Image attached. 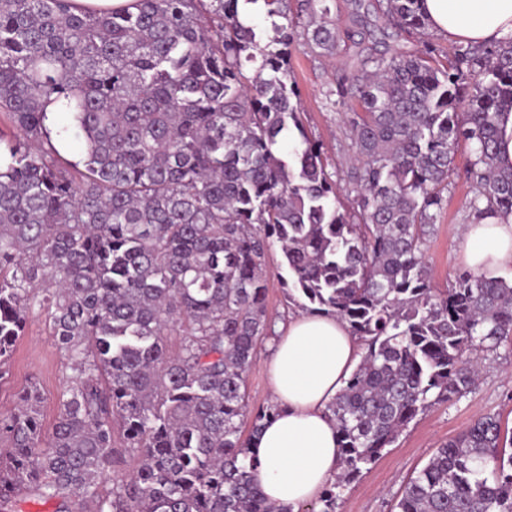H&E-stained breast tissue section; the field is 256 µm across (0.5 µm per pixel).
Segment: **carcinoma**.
<instances>
[{
  "label": "carcinoma",
  "instance_id": "obj_1",
  "mask_svg": "<svg viewBox=\"0 0 512 512\" xmlns=\"http://www.w3.org/2000/svg\"><path fill=\"white\" fill-rule=\"evenodd\" d=\"M242 1L266 7L268 42L240 21ZM351 2L371 45L326 96L347 108V208L288 63L297 38L320 57L354 40L336 0H0V381L35 312L72 371L50 440L37 385L0 415V512H20L24 489L60 512H292L267 501L247 448L279 412L246 400L272 336L276 247L288 298L365 346L328 405L343 461L319 512L419 414L471 393L478 353L512 340V279L465 270L439 289L423 256L462 142L470 213H512V164L498 160L512 35L459 43L443 65L422 41V0ZM71 133L77 160L58 147ZM508 444L500 417H478L396 509L512 512Z\"/></svg>",
  "mask_w": 512,
  "mask_h": 512
}]
</instances>
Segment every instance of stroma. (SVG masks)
I'll return each mask as SVG.
<instances>
[{
  "label": "stroma",
  "mask_w": 512,
  "mask_h": 512,
  "mask_svg": "<svg viewBox=\"0 0 512 512\" xmlns=\"http://www.w3.org/2000/svg\"><path fill=\"white\" fill-rule=\"evenodd\" d=\"M358 49L353 43L339 48L334 58L318 57L301 45L289 51V66L300 89L303 121L309 134L319 140L332 162L339 191L348 188L346 171L349 151L340 114L326 106L325 93L336 89L345 75L357 66ZM468 146L456 156L457 174L448 188V202L424 248V261L435 287L447 288L455 271L461 269L459 246L462 229L468 223L467 201L470 179ZM69 376L65 357L56 346L45 315L33 316L28 330L17 344L10 370L0 381V414L13 410L17 393L37 383L45 397V426H52L57 414V397ZM500 415L512 427V350L502 347L483 355L480 384L475 392L459 400L440 404L418 417L384 450L382 457L345 491L336 512H393L405 483L417 475L441 443L462 432L482 414Z\"/></svg>",
  "instance_id": "35a3bbf8"
}]
</instances>
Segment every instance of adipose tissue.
<instances>
[{
  "instance_id": "adipose-tissue-1",
  "label": "adipose tissue",
  "mask_w": 512,
  "mask_h": 512,
  "mask_svg": "<svg viewBox=\"0 0 512 512\" xmlns=\"http://www.w3.org/2000/svg\"><path fill=\"white\" fill-rule=\"evenodd\" d=\"M433 33L455 42L493 44L512 33V0H423ZM463 263L486 277L512 266V214L488 215L463 228ZM268 360L280 411L249 443L252 474L266 499L300 507L316 500L341 470L336 423L328 403L360 361V344L345 322L301 312L276 324Z\"/></svg>"
}]
</instances>
